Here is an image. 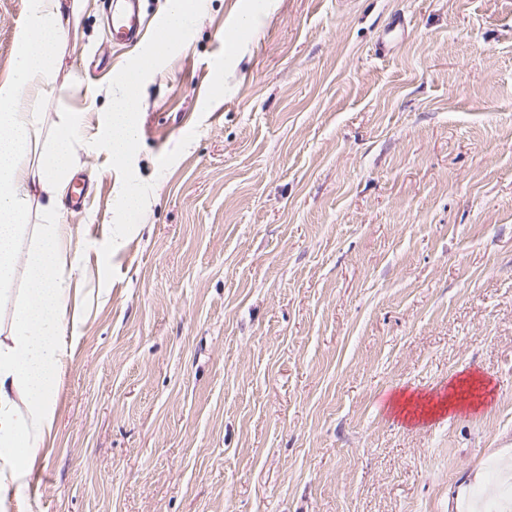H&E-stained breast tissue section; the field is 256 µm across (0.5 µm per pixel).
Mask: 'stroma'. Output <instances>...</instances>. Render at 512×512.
Listing matches in <instances>:
<instances>
[{"instance_id": "stroma-1", "label": "stroma", "mask_w": 512, "mask_h": 512, "mask_svg": "<svg viewBox=\"0 0 512 512\" xmlns=\"http://www.w3.org/2000/svg\"><path fill=\"white\" fill-rule=\"evenodd\" d=\"M105 2L63 0L39 98L41 140L82 115L89 202L34 199L20 241L70 226L80 317L23 512H501L512 0H207L147 77L124 166L100 123L156 35L114 43ZM30 19L0 0V80ZM471 373L478 407L388 405Z\"/></svg>"}]
</instances>
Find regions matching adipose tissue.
I'll return each instance as SVG.
<instances>
[{
  "mask_svg": "<svg viewBox=\"0 0 512 512\" xmlns=\"http://www.w3.org/2000/svg\"><path fill=\"white\" fill-rule=\"evenodd\" d=\"M203 7L204 0H171L164 34L114 78L98 142L114 163L137 151L146 75L172 56L173 34L193 26ZM63 28L61 0H33L32 20L16 38L13 74L0 82V288L13 283L16 271L24 273V286L9 309L8 334L0 339L1 502L32 472L54 426V394L64 367L60 338L79 321L67 311L64 225H41L26 254L18 252L33 189L50 200L60 196L82 145L81 119L74 114L48 145L39 146V121L30 102L61 62Z\"/></svg>",
  "mask_w": 512,
  "mask_h": 512,
  "instance_id": "obj_1",
  "label": "adipose tissue"
}]
</instances>
